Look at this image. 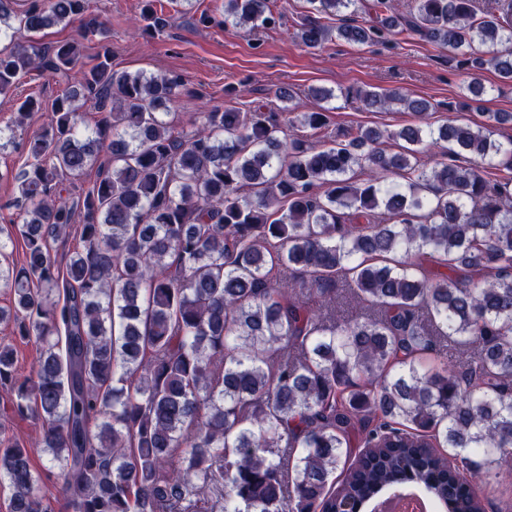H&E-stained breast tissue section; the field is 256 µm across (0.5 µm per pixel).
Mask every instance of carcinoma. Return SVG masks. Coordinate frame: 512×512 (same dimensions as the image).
<instances>
[{"instance_id":"carcinoma-1","label":"carcinoma","mask_w":512,"mask_h":512,"mask_svg":"<svg viewBox=\"0 0 512 512\" xmlns=\"http://www.w3.org/2000/svg\"><path fill=\"white\" fill-rule=\"evenodd\" d=\"M410 2L405 15L393 0H307L297 38L322 49L407 32L512 83V0ZM87 10L0 0V96L32 71L66 84L33 136L35 98L0 127V148L26 150L0 170L17 216L0 224V323L38 350L20 379L1 341L0 386L40 424L35 446L73 512H357L407 481L448 512H485L446 461L487 474L512 462V138L498 139L512 113L435 128L429 100L356 88L417 123L328 133L310 111L290 138L259 105L202 112L188 131L172 111L183 78L114 69L94 23L89 68L77 41L16 42ZM140 19L162 27L163 0H142ZM280 19L271 0L201 16ZM343 286L367 311L336 318ZM442 342L473 349L461 370L426 367ZM32 453L0 437L10 512H54Z\"/></svg>"}]
</instances>
